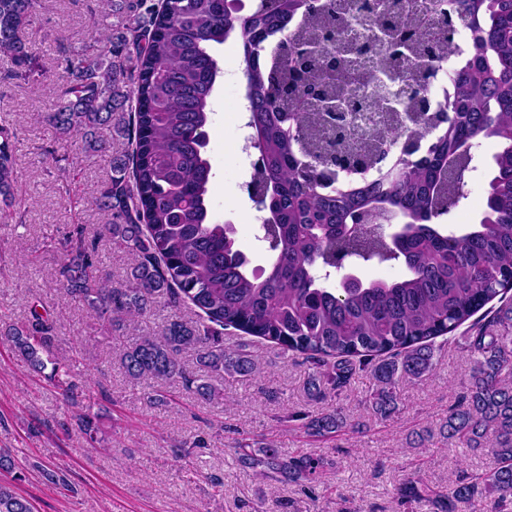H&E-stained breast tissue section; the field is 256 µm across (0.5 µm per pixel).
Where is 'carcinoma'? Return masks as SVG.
<instances>
[{
    "label": "carcinoma",
    "mask_w": 512,
    "mask_h": 512,
    "mask_svg": "<svg viewBox=\"0 0 512 512\" xmlns=\"http://www.w3.org/2000/svg\"><path fill=\"white\" fill-rule=\"evenodd\" d=\"M99 37L72 52L66 76L53 88L47 121L60 138L80 136L90 157L111 140L125 150L112 159V177L96 205L110 213L112 244L134 256L126 280L116 286L101 267L97 240L80 224L64 238L56 280L112 332L152 314L161 301L199 310V320L169 317L153 336L122 347L120 359L133 381L181 380L202 403L223 396L214 384L191 374L178 356L197 353L215 376L246 380L257 367L251 355L224 347L232 328L312 363L307 401L340 396L354 376L373 381L366 400L383 423L401 414L400 383L433 370L436 339L455 332L493 300L500 306L466 337L468 384L448 407L438 434L418 437L488 452L496 467L486 475L460 477L451 488H434L408 476L396 488L401 503L428 502L436 512L478 506L512 512V0H429L425 17L383 19V38L364 36L356 56L307 53L306 46L340 44L354 31L344 23L341 0H258L241 13L239 0H100ZM39 0H0V56L12 69L5 79L33 83L39 69L21 36L37 16ZM468 20L470 46H456L460 17ZM112 23H107L108 18ZM245 62L248 125L258 151L250 190L266 213L262 241L268 265L250 267L234 225L211 221L208 192L212 166L206 127L221 68L217 47L232 34ZM379 49L365 69L378 82L388 61L403 59L411 72H390L406 87L403 112L412 118L384 132L355 137L324 116L336 94L324 81L332 71L362 66L361 56ZM340 103L356 111L391 110L382 97L351 92ZM494 139L493 176L486 210L477 224L453 230L440 219L466 192L458 173L473 161L471 149ZM15 124L0 115V210L23 223L17 203ZM352 176L338 179L340 168ZM403 219L380 238L365 223ZM374 262H398L406 274L393 281L331 273ZM15 355L36 373H47L64 396L75 399L66 360L55 355V323L38 306L30 318L0 330ZM312 441L362 434L342 408L299 411ZM96 442L101 420L78 419ZM236 462L270 481L315 483L326 463L307 454L288 455L277 440L239 438ZM0 512H33L14 490L25 479L7 451L0 452Z\"/></svg>",
    "instance_id": "carcinoma-1"
}]
</instances>
